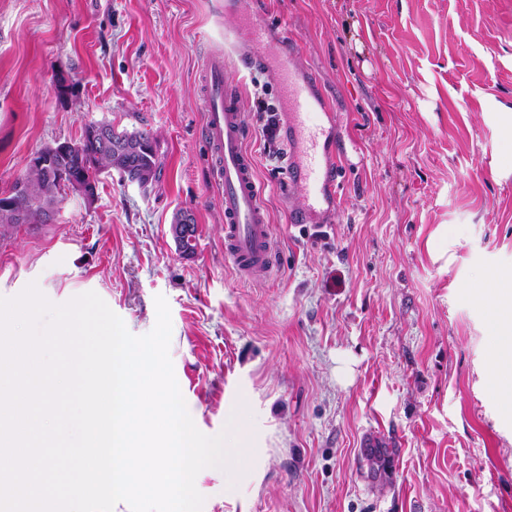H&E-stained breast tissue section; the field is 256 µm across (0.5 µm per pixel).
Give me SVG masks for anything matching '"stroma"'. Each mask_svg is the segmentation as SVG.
<instances>
[{
	"label": "stroma",
	"mask_w": 512,
	"mask_h": 512,
	"mask_svg": "<svg viewBox=\"0 0 512 512\" xmlns=\"http://www.w3.org/2000/svg\"><path fill=\"white\" fill-rule=\"evenodd\" d=\"M318 76L336 114L340 206L303 204L245 109L278 271L224 256L197 74L224 0H0V194L39 149L106 122L160 175L101 173L49 224L0 229V297L96 292L137 336L169 304L196 427L232 413L243 472L202 470V512H512V400L494 396L512 275V0H236ZM68 91L59 94L57 78ZM196 224L183 254L170 227ZM389 463L371 471L367 443ZM125 133L136 139L140 145L138 152L133 154L129 160L130 172L139 176L144 183V187H147L156 181L160 173L150 139L136 130L129 131L126 129Z\"/></svg>",
	"instance_id": "stroma-1"
}]
</instances>
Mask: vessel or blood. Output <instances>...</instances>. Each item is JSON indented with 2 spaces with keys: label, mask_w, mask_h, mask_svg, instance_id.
I'll list each match as a JSON object with an SVG mask.
<instances>
[{
  "label": "vessel or blood",
  "mask_w": 512,
  "mask_h": 512,
  "mask_svg": "<svg viewBox=\"0 0 512 512\" xmlns=\"http://www.w3.org/2000/svg\"><path fill=\"white\" fill-rule=\"evenodd\" d=\"M241 39L256 49L243 68L267 69L282 91L280 120L288 147V175L305 195L302 208L290 209L291 223H327L340 203L338 161L330 107L314 90L316 75L298 69L260 17L225 9L226 48L208 55L200 72L204 136L214 180L224 194V254L241 277L256 280L271 276L277 261L265 190L255 159L245 147L243 95L239 82L227 76L234 64L228 47Z\"/></svg>",
  "instance_id": "b4317fda"
}]
</instances>
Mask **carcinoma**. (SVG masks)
<instances>
[{
    "label": "carcinoma",
    "instance_id": "1",
    "mask_svg": "<svg viewBox=\"0 0 512 512\" xmlns=\"http://www.w3.org/2000/svg\"><path fill=\"white\" fill-rule=\"evenodd\" d=\"M126 134L139 143L138 152L129 160L130 172L139 176L147 187L156 181L160 173L156 154L150 139L143 133L128 130ZM110 165H112V153L105 151L101 142L85 135L81 136L75 156L63 161L58 159L53 161L44 176L41 177L29 169L26 170L24 179L31 184L30 196L19 198L11 203L0 199V227L7 229L17 226L14 212L20 209L29 211L31 220L38 221L42 208L55 201L54 188L46 184L45 180L74 179L94 190L99 175Z\"/></svg>",
    "mask_w": 512,
    "mask_h": 512
}]
</instances>
